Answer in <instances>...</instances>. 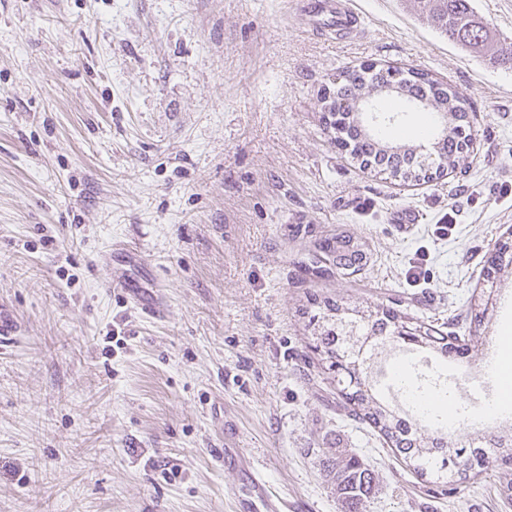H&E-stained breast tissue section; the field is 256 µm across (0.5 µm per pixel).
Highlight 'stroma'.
Instances as JSON below:
<instances>
[{
	"mask_svg": "<svg viewBox=\"0 0 512 512\" xmlns=\"http://www.w3.org/2000/svg\"><path fill=\"white\" fill-rule=\"evenodd\" d=\"M298 2L0 0V303L22 322L0 353V512H233L228 426L289 512H343L318 465L339 448L378 476L367 512H512L508 468L423 480L319 368L300 373L314 295L467 337L452 378L512 331L505 276L469 337L512 236V71L407 0H349L360 24L335 35ZM366 63L459 92L468 172L407 186L336 148L324 97ZM339 235L360 270L315 273ZM116 246L139 252L161 317L111 287Z\"/></svg>",
	"mask_w": 512,
	"mask_h": 512,
	"instance_id": "stroma-1",
	"label": "stroma"
}]
</instances>
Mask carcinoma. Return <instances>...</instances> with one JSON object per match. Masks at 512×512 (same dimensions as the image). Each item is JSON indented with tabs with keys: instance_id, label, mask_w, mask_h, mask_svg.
<instances>
[{
	"instance_id": "carcinoma-1",
	"label": "carcinoma",
	"mask_w": 512,
	"mask_h": 512,
	"mask_svg": "<svg viewBox=\"0 0 512 512\" xmlns=\"http://www.w3.org/2000/svg\"><path fill=\"white\" fill-rule=\"evenodd\" d=\"M413 8L419 18L434 22L448 40L477 53L488 47L489 26L476 18L471 0H413ZM392 83L391 68L373 63L343 73L336 84V91L325 98V110L333 117L330 129L334 143L348 148L361 167L378 166L407 183L428 182L440 176L441 168H465L463 148L469 141V134L458 91L413 70L405 71L394 90L390 89ZM359 102L370 104L379 114H387L391 112V106L402 103L438 118L443 113L447 114V133L437 138L434 151L438 168L431 171L419 167L412 154L403 151L408 143L401 137L391 143L392 150H386L381 126L369 128L357 120L359 109L356 104ZM350 243L349 239L336 237V249L340 250L336 258L353 266L361 263L363 256L359 251L350 249ZM496 255L501 264L485 269L484 275L488 280L497 278L506 272L508 265H512V239L499 243ZM312 305L316 306L315 313L309 318L313 350L324 372L336 374L337 368L343 365L344 356L355 349L358 340L368 341L367 362L363 363L360 375L346 380L339 393L348 409V416L377 429L388 448L401 457L418 477L452 485L477 478L500 466L499 449L512 448V431L473 438L467 423H461L451 432L447 418L437 412H422L415 420L403 418L372 385V366L378 363V357L386 354L392 343L402 340L414 344L425 350L434 361L445 363L457 354L454 341L458 337L454 333L445 336L431 326L417 321L413 323L407 315L381 306H351L333 298L317 296L312 298ZM369 310L374 312V316L359 318L357 329L360 336L336 334V319L345 318L351 312ZM409 322L416 335L408 338L399 336V326ZM403 370L410 373L411 385L421 394L438 398L450 395L448 376L435 368L413 372L405 364ZM325 468L348 512H366L375 484L372 472L355 456L329 459L325 461Z\"/></svg>"
}]
</instances>
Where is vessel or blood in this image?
Masks as SVG:
<instances>
[{"mask_svg":"<svg viewBox=\"0 0 512 512\" xmlns=\"http://www.w3.org/2000/svg\"><path fill=\"white\" fill-rule=\"evenodd\" d=\"M301 10L316 27L327 31L344 32L355 23L347 0H302ZM118 284L130 292L134 305L143 313L153 317L159 315L158 300L144 298L138 285L130 280L122 278ZM223 460L225 468L246 476L234 493L237 512H288L287 502L273 491L254 457L246 449H225Z\"/></svg>","mask_w":512,"mask_h":512,"instance_id":"1","label":"vessel or blood"}]
</instances>
